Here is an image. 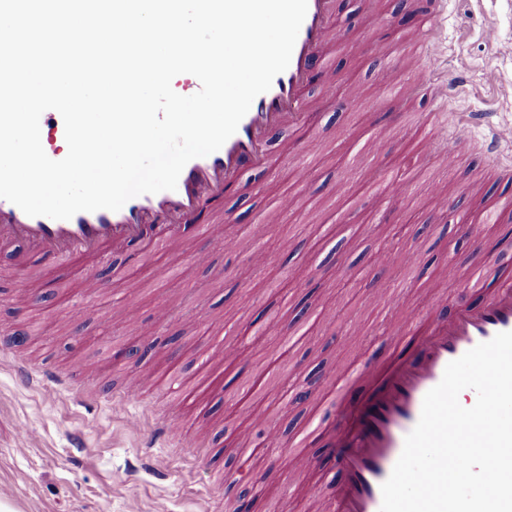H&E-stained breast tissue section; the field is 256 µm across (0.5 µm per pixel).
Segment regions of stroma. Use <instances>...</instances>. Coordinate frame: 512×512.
Wrapping results in <instances>:
<instances>
[{
  "label": "stroma",
  "mask_w": 512,
  "mask_h": 512,
  "mask_svg": "<svg viewBox=\"0 0 512 512\" xmlns=\"http://www.w3.org/2000/svg\"><path fill=\"white\" fill-rule=\"evenodd\" d=\"M429 3L333 0L325 54L334 68L306 83L308 112L269 137L265 168L236 174L197 217L198 225L221 218L241 237L239 248L196 228L172 245L133 241L63 265L25 243L0 245V343L10 346L0 355L1 502L13 512H225L234 497L215 481L218 472L259 483L251 512H314L317 498L331 495L341 475L326 435L309 444L315 467L278 459L296 433L334 416L316 393L288 404L289 389L334 388L372 355L413 357L412 344L376 327L372 297L381 285L403 289L404 310L424 316L435 295L455 309L476 262L487 268L488 287L468 292L466 304L484 305L512 280V217L484 219L493 198L512 190L489 171L512 158L491 160L478 135L461 148L465 163L448 172L427 124L451 109L512 124V0H445L433 33L444 53L432 71L464 75L461 93L437 102L395 97L380 112L369 105L386 66L397 84L413 82L401 59ZM371 11L382 26L365 27ZM489 26L498 41L485 39ZM376 42L389 55L371 53ZM331 76L336 97L327 100ZM417 154L425 169L404 171ZM393 169L403 170L405 192L381 199L378 180ZM437 180L446 201L429 189ZM284 197L293 206L276 214ZM464 214L483 219V249L461 239ZM195 252L205 261L192 262ZM406 253L419 257L410 272L398 263ZM159 266L172 270L163 284L154 277ZM90 275L103 280L99 293L87 292ZM77 308L87 312L79 322L70 317ZM274 321L284 334L268 333ZM228 343L246 346L245 362L222 360ZM14 361L70 378L78 391L22 384ZM133 381L136 407L149 410L137 429L105 404ZM256 411L264 420L253 419ZM169 415L181 419L182 440H155ZM22 423L33 438L18 435Z\"/></svg>",
  "instance_id": "obj_1"
}]
</instances>
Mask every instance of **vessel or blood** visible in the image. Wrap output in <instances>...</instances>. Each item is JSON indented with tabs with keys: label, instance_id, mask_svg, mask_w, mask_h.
Returning a JSON list of instances; mask_svg holds the SVG:
<instances>
[{
	"label": "vessel or blood",
	"instance_id": "obj_1",
	"mask_svg": "<svg viewBox=\"0 0 512 512\" xmlns=\"http://www.w3.org/2000/svg\"><path fill=\"white\" fill-rule=\"evenodd\" d=\"M331 0H308L306 17L300 28L288 68L277 75L271 88L253 101L236 133L216 152L191 160L182 170L177 188L130 199L117 211L106 209L80 212L67 220L26 215L19 207L0 198V242L20 239L44 255L58 261L83 253L98 252L102 247L123 248L133 238L154 235L163 229L165 241L179 237L183 226L195 223L205 192H220L225 179L246 168L264 164L265 144L272 130L295 122L306 105L301 90L309 76L326 67L322 47L330 30ZM438 44L414 46L406 56L407 66L417 76L414 85H397L391 72H384L371 101L372 109L381 108L390 95L447 98L461 85L458 73H449L441 82L427 74L424 60L438 55ZM436 126L451 135L453 143L442 157L448 169H456L458 145L469 142L475 122L456 113L440 114ZM61 115L45 111L40 118V138L51 143L64 137ZM488 153L498 155L512 148V125L489 126L484 135ZM512 331V284L499 286L479 308L459 306L448 323L419 335L417 321L403 318L392 335L394 339L414 336V359L402 360L390 368H381L366 360L348 375L347 384L363 383L366 392L355 406L339 411L341 390H334L327 403L336 408L335 433L329 442L341 473L323 512H380L381 486L390 476L400 457L406 435L421 414L426 393L442 379L447 364L497 333ZM138 389L129 386L121 397L111 398L110 406L125 413L131 426H140L143 415L128 406Z\"/></svg>",
	"mask_w": 512,
	"mask_h": 512
}]
</instances>
